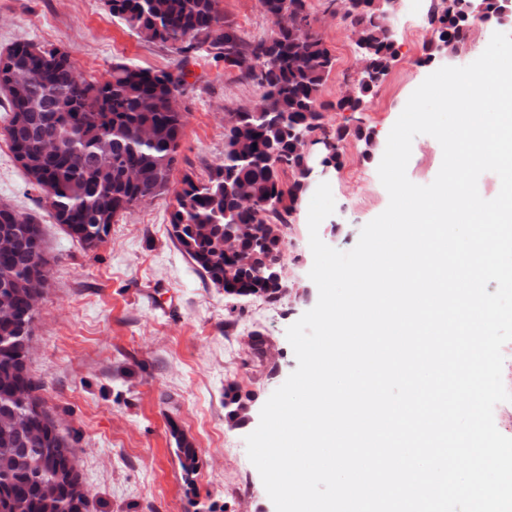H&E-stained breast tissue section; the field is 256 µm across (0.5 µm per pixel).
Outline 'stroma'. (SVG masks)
<instances>
[{"instance_id": "35a3bbf8", "label": "stroma", "mask_w": 512, "mask_h": 512, "mask_svg": "<svg viewBox=\"0 0 512 512\" xmlns=\"http://www.w3.org/2000/svg\"><path fill=\"white\" fill-rule=\"evenodd\" d=\"M307 4L335 58L322 88L323 99L333 101L354 76L355 45L334 0ZM430 4L403 0L391 22L397 57L364 111L326 114L327 127L350 121L375 134L370 147L344 142L342 167L324 177L335 211L319 236L333 248L352 249L362 227L386 209L389 196L377 169L412 92L440 67L473 62L494 32L512 35V17L479 22L469 32L468 54L424 62ZM222 6L247 39L271 35L274 24L259 0H222ZM23 40L66 50L85 78L99 82L116 62L160 71L179 60L170 47L113 19L104 0H0V50ZM192 71L180 97L184 133L170 193L118 217L97 247L81 245L53 223L12 153L0 152V203L33 215L42 230L49 274L28 369L87 493L84 512H275L245 438L297 367L287 328L318 301L309 277L310 200L302 198L285 229L284 274L292 288L280 300L230 297L203 279L170 235V194L183 174L206 177L223 159L225 113L252 109L262 90L220 62L202 59ZM441 163L438 141L415 137L409 180L430 184ZM256 332L267 337L275 365L251 356L247 341ZM231 382L252 399L240 422L229 419L224 403ZM182 442L198 452L191 476L177 455Z\"/></svg>"}]
</instances>
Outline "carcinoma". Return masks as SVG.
<instances>
[{"label": "carcinoma", "mask_w": 512, "mask_h": 512, "mask_svg": "<svg viewBox=\"0 0 512 512\" xmlns=\"http://www.w3.org/2000/svg\"><path fill=\"white\" fill-rule=\"evenodd\" d=\"M222 0H106L112 17L144 40L169 46L183 61L198 57L237 61L224 55V40L271 64L239 78L263 89V106L242 113L247 155L224 151V159L200 179L186 173L169 212L172 235L183 253L213 285L232 297L277 301L285 285L260 275L281 260L284 241L274 227L287 226L303 197L298 179H284L301 165L297 132L319 131L334 144L326 161L343 164L342 143L350 137L370 145L374 132L361 125L334 129L324 113L361 112L367 98L384 82L397 56L386 19L372 0H350L342 19L371 49L370 65L354 99L324 101L322 87L334 68L323 38L300 24H288L307 10L306 0H260L275 29L267 39L247 40L224 17ZM432 5L427 22L435 42L425 46L424 61L443 48L454 50L467 40L480 17L470 0H452L448 9ZM67 52L21 41L0 51V85L12 112L5 128L13 156L41 193V203L66 233L88 247L108 236L116 215L168 191L183 122L167 101L173 89L186 86L187 73L153 72L112 64L103 82L73 79ZM245 186L253 208L243 210L227 186ZM237 225L240 247L256 253V265L238 268L224 255V228ZM47 263L39 223L30 214L0 204V512H67L76 493L56 480L61 460H69L50 413L32 415L39 387L12 353L18 336H30L35 312L27 299L39 283L40 264ZM232 420L245 413L238 388H224ZM186 475L198 467L194 448L178 449ZM85 503L84 492H79Z\"/></svg>", "instance_id": "cac0c4a2"}]
</instances>
